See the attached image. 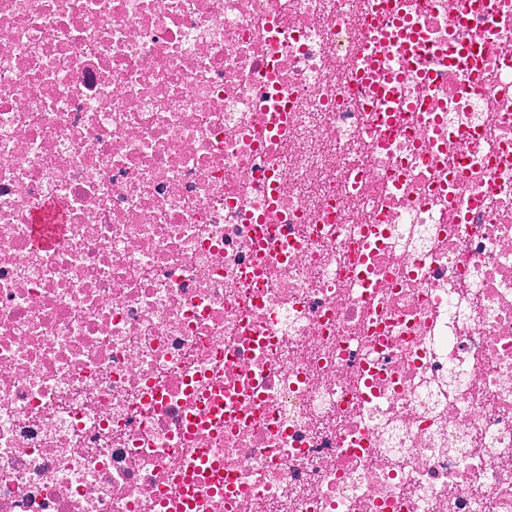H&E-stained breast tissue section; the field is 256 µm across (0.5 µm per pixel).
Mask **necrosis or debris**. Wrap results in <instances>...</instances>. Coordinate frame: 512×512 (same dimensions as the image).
I'll return each instance as SVG.
<instances>
[{
  "instance_id": "4bbe7bcc",
  "label": "necrosis or debris",
  "mask_w": 512,
  "mask_h": 512,
  "mask_svg": "<svg viewBox=\"0 0 512 512\" xmlns=\"http://www.w3.org/2000/svg\"><path fill=\"white\" fill-rule=\"evenodd\" d=\"M200 460L194 512H512V0H0V512Z\"/></svg>"
}]
</instances>
